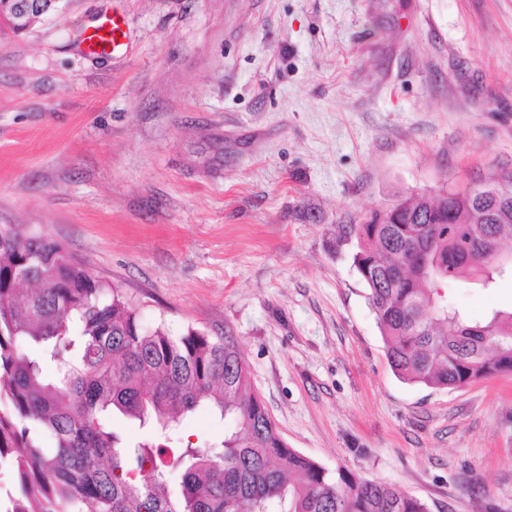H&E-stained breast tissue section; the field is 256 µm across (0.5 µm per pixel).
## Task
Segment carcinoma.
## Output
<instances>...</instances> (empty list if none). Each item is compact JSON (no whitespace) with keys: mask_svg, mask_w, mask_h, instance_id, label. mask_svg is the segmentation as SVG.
Instances as JSON below:
<instances>
[{"mask_svg":"<svg viewBox=\"0 0 512 512\" xmlns=\"http://www.w3.org/2000/svg\"><path fill=\"white\" fill-rule=\"evenodd\" d=\"M482 232L512 240V198L416 193L349 226L399 379L448 389L512 369V311L473 323L435 287L512 276L477 263ZM2 397L11 410L0 412V469L16 486L4 512H428L387 483L288 447L234 343L145 329L127 296L20 224H0ZM202 404L227 426L224 441L167 447L172 424ZM115 415L150 438H121Z\"/></svg>","mask_w":512,"mask_h":512,"instance_id":"1","label":"carcinoma"}]
</instances>
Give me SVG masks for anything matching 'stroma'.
<instances>
[{
  "label": "stroma",
  "mask_w": 512,
  "mask_h": 512,
  "mask_svg": "<svg viewBox=\"0 0 512 512\" xmlns=\"http://www.w3.org/2000/svg\"><path fill=\"white\" fill-rule=\"evenodd\" d=\"M120 13L127 50L86 53ZM512 175V0H61L0 20V224L131 298L145 328L228 336L289 447L425 502L512 512V374L392 371L348 227ZM472 318L512 279L449 291ZM224 438L207 408L175 447Z\"/></svg>",
  "instance_id": "1"
}]
</instances>
